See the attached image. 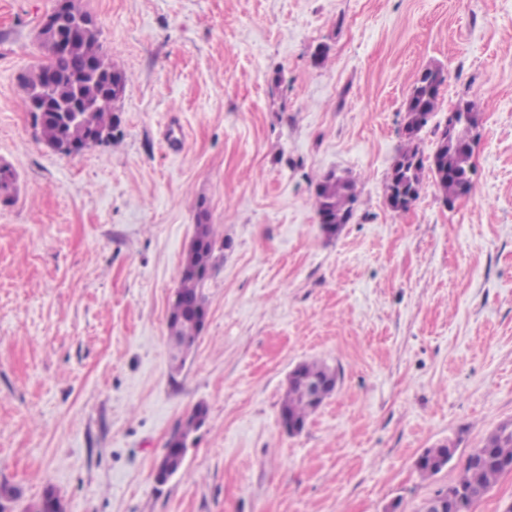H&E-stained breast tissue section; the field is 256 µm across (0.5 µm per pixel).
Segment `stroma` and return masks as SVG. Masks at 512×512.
<instances>
[{
  "mask_svg": "<svg viewBox=\"0 0 512 512\" xmlns=\"http://www.w3.org/2000/svg\"><path fill=\"white\" fill-rule=\"evenodd\" d=\"M83 4L129 84L113 137L64 156L23 102L56 0H0V484L26 504L54 486L65 512H421L512 421V0ZM429 64L435 124L478 107L472 188L447 207L424 183L399 213L385 183ZM330 172L358 188L334 235L312 198ZM201 199L225 247L174 371ZM313 360L337 387L291 435L287 377ZM206 414V407L203 404H197L184 423L167 441L165 452L160 460V465L163 468L164 475H176L181 470L184 460L186 440L189 434L204 422ZM171 448L183 449L175 451L171 450ZM456 452V445L448 441L435 448H430L424 453V461L419 467L423 476L430 477L438 472L446 462H449Z\"/></svg>",
  "mask_w": 512,
  "mask_h": 512,
  "instance_id": "stroma-1",
  "label": "stroma"
}]
</instances>
